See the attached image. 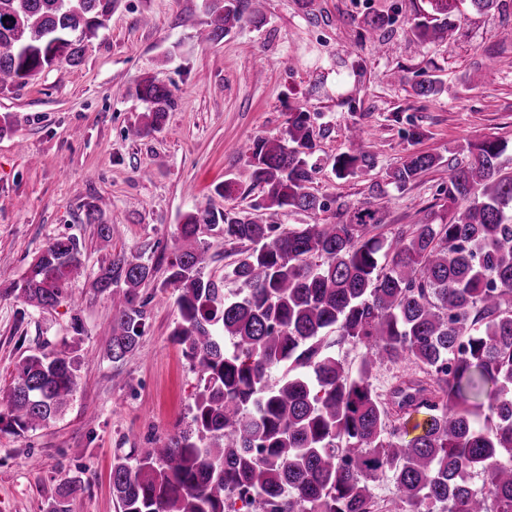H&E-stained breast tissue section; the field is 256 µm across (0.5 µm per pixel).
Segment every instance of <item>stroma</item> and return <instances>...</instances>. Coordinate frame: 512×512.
<instances>
[{"label":"stroma","mask_w":512,"mask_h":512,"mask_svg":"<svg viewBox=\"0 0 512 512\" xmlns=\"http://www.w3.org/2000/svg\"><path fill=\"white\" fill-rule=\"evenodd\" d=\"M264 26L242 22L221 42L199 33L204 0H119L105 28L86 41L84 62L45 70L1 93L0 282L19 280L53 239L77 237L83 274L51 308L0 297V397L17 364L40 351L79 352L83 364L70 404L47 426L17 436L0 432V512H45L60 481L82 477L86 490L72 512H118L110 473L117 450L148 448L184 428L198 377L173 336L179 312L164 287L180 218L198 208H245L261 190L240 152L242 142L284 131L291 112L309 113L316 133L312 192L327 211L273 213L267 224H336L354 207L382 208L387 240L437 217L455 164L468 143L493 137L512 174V0L480 14L464 8L450 42L410 47L405 30L427 0H259ZM395 13L378 45L362 42L365 16ZM444 83L439 95L417 96L423 74ZM155 77L174 93L161 131L133 137L147 106L137 79ZM371 132L373 170L341 179L332 169L348 150L346 129ZM420 129L411 142L407 133ZM441 162L405 190L387 172L413 151ZM233 177L236 192L215 191ZM99 206L112 236L86 223ZM149 259L157 283L145 288L146 333L137 351L115 363L107 356L119 296H101L89 281L114 256Z\"/></svg>","instance_id":"35a3bbf8"}]
</instances>
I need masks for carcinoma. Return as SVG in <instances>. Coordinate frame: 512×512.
Returning <instances> with one entry per match:
<instances>
[{
	"mask_svg": "<svg viewBox=\"0 0 512 512\" xmlns=\"http://www.w3.org/2000/svg\"><path fill=\"white\" fill-rule=\"evenodd\" d=\"M459 0H428L408 40L424 46L450 39ZM251 0H206L205 42L224 39L243 18L264 24ZM118 0H0V92L22 87L40 72L83 62L84 41L105 27ZM394 16L363 20L364 38L390 31ZM441 82L416 83L422 97ZM135 95L150 104L136 136L162 129L173 92L152 78ZM314 130L293 112L286 135L260 137L243 149L264 196L255 211L278 207L307 213L326 203L309 191ZM336 156L348 178L375 166L363 138ZM505 145L487 138L467 145L470 160L453 168L444 191L448 218L424 221L388 245L374 234L385 223L378 208L360 206L339 224H264L236 208L183 215L163 283L177 291L180 321L172 332L197 374L200 390L190 424L132 448L112 463V496L121 512H381L374 484L397 491L387 512H512V175L502 173ZM439 163L415 152L387 173L398 190ZM86 221L100 238L112 225L96 206ZM245 244L224 268L239 283L224 296L205 271L209 243ZM82 271L74 237L49 243L7 292L31 306L57 304ZM156 267L117 255L91 287L123 297L112 319L108 354L117 362L136 351L146 332ZM362 349L352 370L332 351L331 335ZM416 364L419 372L386 394L373 385L384 365ZM81 363L66 354L22 361L0 413V432L21 436L47 425L67 406ZM493 386L490 415L476 425L471 404ZM423 430L410 436L412 414ZM488 473L485 493L467 473ZM85 491L79 476L58 484L49 512H70Z\"/></svg>",
	"mask_w": 512,
	"mask_h": 512,
	"instance_id": "1",
	"label": "carcinoma"
}]
</instances>
